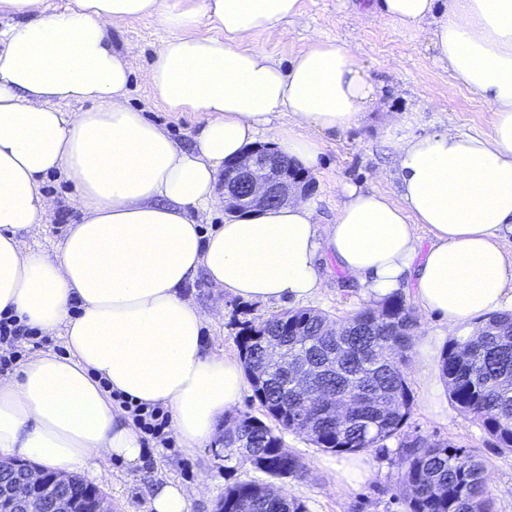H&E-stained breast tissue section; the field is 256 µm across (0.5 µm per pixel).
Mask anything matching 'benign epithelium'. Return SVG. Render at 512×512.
I'll return each instance as SVG.
<instances>
[{"label": "benign epithelium", "instance_id": "1", "mask_svg": "<svg viewBox=\"0 0 512 512\" xmlns=\"http://www.w3.org/2000/svg\"><path fill=\"white\" fill-rule=\"evenodd\" d=\"M309 189L307 175L297 172L276 154L271 144H257L244 159L224 167L220 190L224 211L245 214L270 205H285ZM271 359L281 362L288 371L295 388L305 397L319 394L317 385L330 363H315L308 359H288L275 341L268 345ZM10 467L20 473L12 483L7 497L12 512H81L74 507V499L65 492L70 478L62 473L48 474L34 469L22 460L0 461V468Z\"/></svg>", "mask_w": 512, "mask_h": 512}]
</instances>
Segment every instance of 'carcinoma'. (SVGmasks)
<instances>
[{
	"mask_svg": "<svg viewBox=\"0 0 512 512\" xmlns=\"http://www.w3.org/2000/svg\"><path fill=\"white\" fill-rule=\"evenodd\" d=\"M328 316L314 309L285 312L259 322L245 321L237 333L246 371L264 362L262 333L274 329L288 353L295 351L305 333L308 358L322 360L336 353V372L321 385L338 394L346 385L359 388L356 406L343 417L321 415L315 403L300 404L276 370L261 381L250 379L263 415L275 426L247 413L239 417L250 447H235L237 437L224 436L225 457H237L274 478L298 477L303 464L282 451V436L274 429L299 432L311 425L309 441L336 454H357L385 447L402 434L413 407L405 367L416 327L412 308L397 296L381 308H365L341 319V336L323 335ZM448 396L458 410L471 416L502 450L512 452V313H495L480 321L474 335L454 337L441 361ZM406 480L398 490L405 512H493L487 495L484 466L473 454L448 442L401 440ZM249 503L252 512H302V505L287 500L271 486L242 482L224 490V512H237Z\"/></svg>",
	"mask_w": 512,
	"mask_h": 512,
	"instance_id": "cac0c4a2",
	"label": "carcinoma"
}]
</instances>
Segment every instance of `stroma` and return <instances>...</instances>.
Here are the masks:
<instances>
[{
	"instance_id": "35a3bbf8",
	"label": "stroma",
	"mask_w": 512,
	"mask_h": 512,
	"mask_svg": "<svg viewBox=\"0 0 512 512\" xmlns=\"http://www.w3.org/2000/svg\"><path fill=\"white\" fill-rule=\"evenodd\" d=\"M366 2L300 0L298 14L285 24L279 38L271 39L261 32L245 38L246 44L263 46L284 64L317 37L354 44L361 66L379 90L362 124L325 136L319 162L309 171L313 182L310 195L317 201L318 217L324 223L333 218L347 183L398 200L386 132L387 121L394 114L419 110L417 130L421 133L443 125L487 136L493 131L491 106L470 90L454 86L447 67L436 60L433 49L415 31L376 12L363 14ZM165 35V29L152 17L125 22L110 31L114 47L132 67L127 92L130 106L186 146L202 124L201 114L166 111L140 78ZM41 188L53 198L55 207L23 239L30 247L50 252L64 238L69 225L80 223L81 215L69 204L75 192L71 182L54 174L44 178ZM321 264L325 281L313 298L276 305L241 300L216 288L204 276H197L186 294L209 316L205 329L209 346L235 358L239 355L236 336L243 321L305 307L336 319L373 306V299L339 268L335 259L323 255ZM219 301L224 304L220 314L214 311ZM415 316L417 328L406 369L413 407L405 431L431 442L447 441L477 455L485 465L486 489L494 512H512V453L500 450L481 427L451 405L447 392L430 395L418 364L420 349L428 343L435 356H442L448 345L446 327L434 314L419 310ZM283 441L286 450L301 459L306 468L304 476L270 479L250 465L218 456L220 443L216 440L189 454L178 442L165 448L145 434L141 437L143 455L138 466L114 459L81 471L80 477L102 493L112 512H151V489L165 480L187 486L206 482V491L193 500L190 512H215L225 488L244 481L273 483L288 498L301 503L303 512H404L396 496L405 474L399 439L387 440L385 447L367 452L368 476L345 487L337 485L336 473L330 467L336 454L315 448L306 435L296 432H284Z\"/></svg>"
}]
</instances>
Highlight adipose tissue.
I'll use <instances>...</instances> for the list:
<instances>
[{
    "mask_svg": "<svg viewBox=\"0 0 512 512\" xmlns=\"http://www.w3.org/2000/svg\"><path fill=\"white\" fill-rule=\"evenodd\" d=\"M417 31L458 84L493 108L491 136L454 127H388L399 201L346 185L330 223L305 196L202 231L226 163L260 137L301 167L323 135L358 125L376 90L356 47L315 39L281 64L240 38L281 35L299 0H0V313L63 336L0 379V457L44 471L112 458L138 464L142 444L113 392L162 404L187 453L210 443L247 377L212 352L206 315L185 297L195 275L244 301L313 298L319 262L377 300L412 292L449 331L512 310V0H374ZM157 16L167 31L142 78L170 112L204 123L181 146L131 108L128 60L110 27ZM205 23L216 36L197 35ZM50 173L72 181L81 215L53 253L25 244L53 209ZM426 226L422 241L418 226ZM79 314H72V306Z\"/></svg>",
    "mask_w": 512,
    "mask_h": 512,
    "instance_id": "adipose-tissue-1",
    "label": "adipose tissue"
}]
</instances>
